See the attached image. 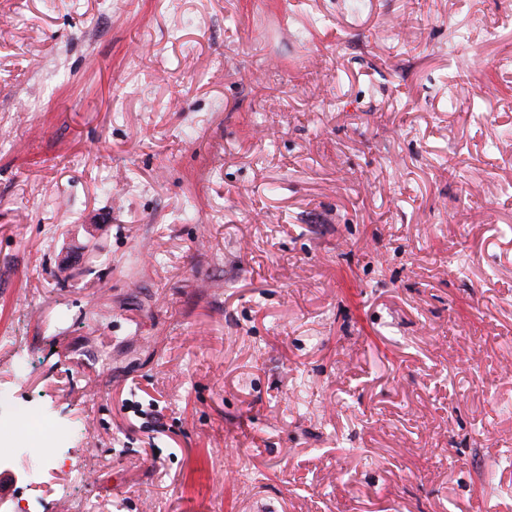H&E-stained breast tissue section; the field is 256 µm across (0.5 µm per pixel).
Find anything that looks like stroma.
<instances>
[{
	"mask_svg": "<svg viewBox=\"0 0 512 512\" xmlns=\"http://www.w3.org/2000/svg\"><path fill=\"white\" fill-rule=\"evenodd\" d=\"M19 407L0 512H512V0H0ZM60 441H62V437L58 430L48 429L40 425L33 429L26 440L25 454L35 459H42L43 448L46 445L57 444Z\"/></svg>",
	"mask_w": 512,
	"mask_h": 512,
	"instance_id": "1",
	"label": "stroma"
}]
</instances>
